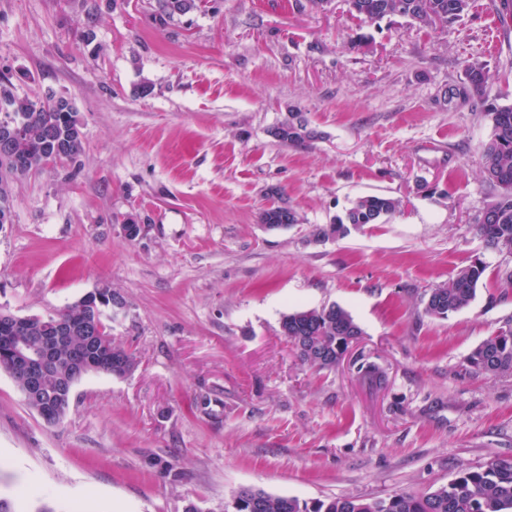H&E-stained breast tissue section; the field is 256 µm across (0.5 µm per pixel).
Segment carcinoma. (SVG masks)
<instances>
[{
	"label": "carcinoma",
	"instance_id": "carcinoma-1",
	"mask_svg": "<svg viewBox=\"0 0 512 512\" xmlns=\"http://www.w3.org/2000/svg\"><path fill=\"white\" fill-rule=\"evenodd\" d=\"M201 2L156 0L157 12L172 19L200 9ZM349 5L351 15L362 22L398 16L429 27L457 23L468 13L471 0H349ZM465 75L467 82L456 89V94L482 95L490 79L485 66L469 62ZM485 114L491 122L492 135L482 148V173L498 188V194L477 219L476 228L487 248L512 255V104L491 103ZM12 124L24 125L28 135L12 153L0 154V213L8 214L15 182L49 165L75 164L84 151V133L73 103L51 94L38 100L21 97L14 93L9 77L0 75V131ZM319 137L300 112L288 113V130L276 134L278 141L297 148H306ZM399 208L400 201L393 197H360L319 235L340 236L349 224H377ZM296 216L295 209L282 201L264 209L261 222L270 227L290 225ZM485 271V263L475 259L452 276L447 285L431 289L424 302L425 314L444 318L467 307ZM111 302H122V296L109 287L99 299L89 292L46 316H30L29 325L23 330L9 323L0 324V363L6 360L14 339L37 342L49 321L71 325L70 333L57 346L58 365L44 375L43 399L28 403V408L40 417H45L49 399L60 389L71 355L86 346L89 333L110 335L107 304ZM280 328L301 364L319 369L336 367L348 346L362 336L352 316L336 305L290 313L282 318ZM110 345V355L100 360L101 371L118 377L134 371L138 365L135 354L114 341ZM467 370L490 378L512 376V327L498 331L475 347L467 357ZM224 512H512V459L493 457L422 495L394 493L387 497L345 496L307 502L243 488L224 503Z\"/></svg>",
	"mask_w": 512,
	"mask_h": 512
}]
</instances>
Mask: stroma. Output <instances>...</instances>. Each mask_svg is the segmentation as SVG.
<instances>
[{"label": "stroma", "instance_id": "35a3bbf8", "mask_svg": "<svg viewBox=\"0 0 512 512\" xmlns=\"http://www.w3.org/2000/svg\"><path fill=\"white\" fill-rule=\"evenodd\" d=\"M494 2L423 28L361 22L347 0H205L166 21L155 0H0V73L19 95L71 99L85 135L78 163L12 187L0 311L45 315L111 284L112 336L140 359L82 379L51 426L0 372V499L16 512H223L247 487L420 494L512 458V377L465 369L512 326V256L476 231L497 194L481 173L484 109L512 102V21ZM468 60L492 74L483 97L451 94ZM292 109L320 134L309 148L272 135ZM366 195L401 209L319 236ZM282 199L301 221L267 229L259 215ZM477 257L471 303L425 315L430 289ZM333 304L363 334L317 371L280 322Z\"/></svg>", "mask_w": 512, "mask_h": 512}]
</instances>
